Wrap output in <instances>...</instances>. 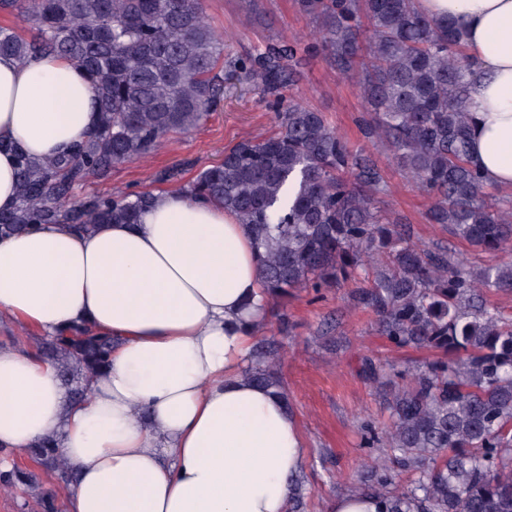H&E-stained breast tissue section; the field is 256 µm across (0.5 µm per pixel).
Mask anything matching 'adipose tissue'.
<instances>
[{"mask_svg": "<svg viewBox=\"0 0 512 512\" xmlns=\"http://www.w3.org/2000/svg\"><path fill=\"white\" fill-rule=\"evenodd\" d=\"M415 5L453 21L476 72L469 158L512 190V0ZM98 119L69 59L0 56V139L53 157ZM266 309L246 227L184 191L156 193L136 224L0 239V314L31 335L87 321L116 340L73 405L39 355L0 347V472L53 436L77 474L67 512H287L303 438L285 401L246 373Z\"/></svg>", "mask_w": 512, "mask_h": 512, "instance_id": "adipose-tissue-1", "label": "adipose tissue"}]
</instances>
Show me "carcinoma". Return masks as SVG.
I'll list each match as a JSON object with an SVG mask.
<instances>
[{"instance_id": "cac0c4a2", "label": "carcinoma", "mask_w": 512, "mask_h": 512, "mask_svg": "<svg viewBox=\"0 0 512 512\" xmlns=\"http://www.w3.org/2000/svg\"><path fill=\"white\" fill-rule=\"evenodd\" d=\"M319 21L317 43L277 40L246 57L224 55V39L200 0H0V10L34 31L0 26V54H56L90 79L99 123L55 159L34 160L13 143L16 207L0 212V239L39 224L93 233L136 224L154 196L105 194L67 207L77 185L142 158L174 131L203 122L224 95V80L253 83L277 116L278 131L243 139L185 187L224 205L259 250L265 296L285 305L300 288L354 287L352 306L374 313L396 348L435 351L421 367L387 372L370 360L365 376L391 382L389 423L368 427L364 445L382 454L367 490L386 512H512V319L487 302L512 292V262L474 267L451 247L423 248L378 205L384 184L322 113L281 90L306 53L330 51L336 69L359 78L373 112L370 133L427 194L426 219L481 253L512 247V200H502L468 156L470 63L448 21L418 13L414 0H298ZM37 353L74 402L112 356V337L79 324ZM279 341L255 344L252 379L288 398L279 377ZM66 489L76 474L58 442L27 448ZM409 475L398 481L395 471ZM19 467L0 488L28 486Z\"/></svg>"}]
</instances>
